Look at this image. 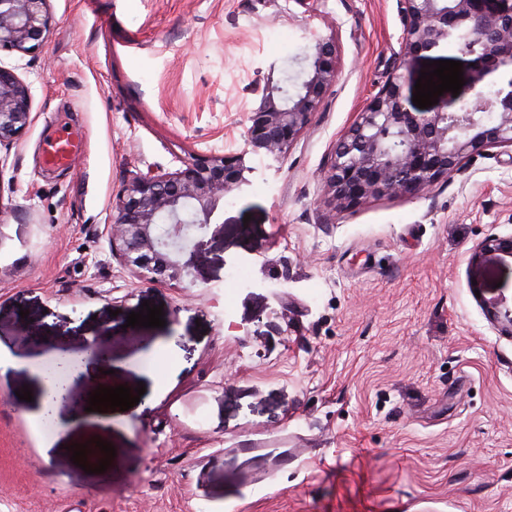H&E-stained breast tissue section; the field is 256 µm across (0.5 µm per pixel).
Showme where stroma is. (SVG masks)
I'll list each match as a JSON object with an SVG mask.
<instances>
[{"label":"stroma","instance_id":"obj_1","mask_svg":"<svg viewBox=\"0 0 512 512\" xmlns=\"http://www.w3.org/2000/svg\"><path fill=\"white\" fill-rule=\"evenodd\" d=\"M47 40L0 53L35 119L0 152V512H512V338L472 290L469 252L512 235V149L412 199L326 214L331 150L399 67L397 0H52ZM334 36L338 78L280 160L204 233L193 287L113 256L112 201L136 173L243 149L252 103ZM75 168L47 166L57 136ZM246 269L247 284L232 281ZM161 328L129 327L143 302ZM97 342L136 388L168 342L166 382L102 426L80 404L26 418L45 352ZM116 450L85 473L72 447ZM263 444L245 454L244 441ZM51 457H43L44 443ZM81 151L80 140L71 137V134H63L49 144L46 162L51 166L73 168Z\"/></svg>","mask_w":512,"mask_h":512}]
</instances>
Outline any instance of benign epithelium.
<instances>
[{
    "label": "benign epithelium",
    "instance_id": "obj_1",
    "mask_svg": "<svg viewBox=\"0 0 512 512\" xmlns=\"http://www.w3.org/2000/svg\"><path fill=\"white\" fill-rule=\"evenodd\" d=\"M51 0H0V51L29 53L47 38ZM399 0L402 59L393 76L359 112L336 142L323 171V205L345 211L377 198H413L438 183L465 174L466 162L490 148H512V93L488 97L486 79L512 65V0ZM466 38L481 47L461 53L474 69L463 76L464 90L432 111L416 110L403 94L415 56L440 51ZM338 48L332 37L316 40L307 68L291 94L270 87L254 101L244 149L181 160L164 173H137L123 182L108 223L111 251L151 282H183L192 274L198 238L224 199L245 181V156L283 158L309 127L337 78ZM29 86L0 66V147L16 143L31 125ZM469 262L487 274L512 270V235L475 245ZM488 319L501 336L512 338V312L489 306ZM81 358L60 360L46 373L48 406L71 403L82 381Z\"/></svg>",
    "mask_w": 512,
    "mask_h": 512
}]
</instances>
